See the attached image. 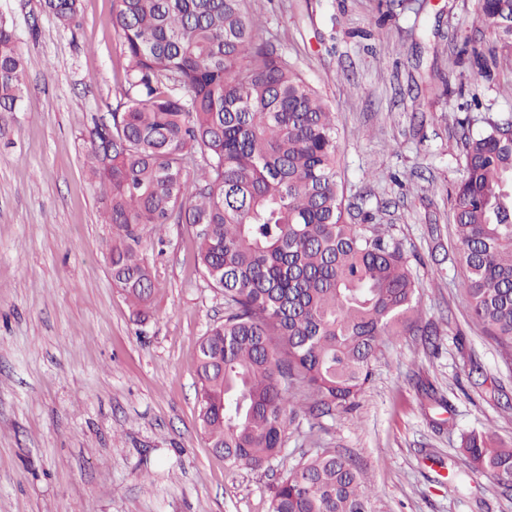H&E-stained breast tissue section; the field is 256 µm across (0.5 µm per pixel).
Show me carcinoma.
I'll list each match as a JSON object with an SVG mask.
<instances>
[{
	"label": "carcinoma",
	"instance_id": "1",
	"mask_svg": "<svg viewBox=\"0 0 512 512\" xmlns=\"http://www.w3.org/2000/svg\"><path fill=\"white\" fill-rule=\"evenodd\" d=\"M80 0H44L61 24ZM481 23L512 49V0H480ZM123 96L94 125L87 174L102 190L112 280L150 310L155 284L139 256L140 226L207 224L196 234L205 276L224 293V321L199 343L197 419L231 468L258 469L284 445L290 391L308 413L350 409L372 360L423 323L402 248L381 225L347 221L335 115L262 33L251 0H113ZM486 79L493 49H470ZM25 65L0 20V112L15 111ZM449 197L471 320L512 361V137L505 120L461 140ZM475 469L512 483V448L485 430L464 438ZM366 469L324 449L274 488L269 512H372Z\"/></svg>",
	"mask_w": 512,
	"mask_h": 512
}]
</instances>
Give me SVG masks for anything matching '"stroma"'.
Returning a JSON list of instances; mask_svg holds the SVG:
<instances>
[{"label": "stroma", "instance_id": "35a3bbf8", "mask_svg": "<svg viewBox=\"0 0 512 512\" xmlns=\"http://www.w3.org/2000/svg\"><path fill=\"white\" fill-rule=\"evenodd\" d=\"M252 7L336 114L349 222L388 226L441 336L397 337L352 409L314 419L294 401L278 456L227 467L197 421L198 345L224 295L197 265L194 228L141 230L147 318L110 274L116 230L85 152L92 120L122 100L112 0H80L72 26L43 0H0L27 60L22 104L0 113V512H268L287 470L325 448L366 468L372 512H512L462 445L486 428L512 447V368L468 315L448 205L462 133L512 116V65L489 81L459 62L465 44L495 42L478 0Z\"/></svg>", "mask_w": 512, "mask_h": 512}]
</instances>
